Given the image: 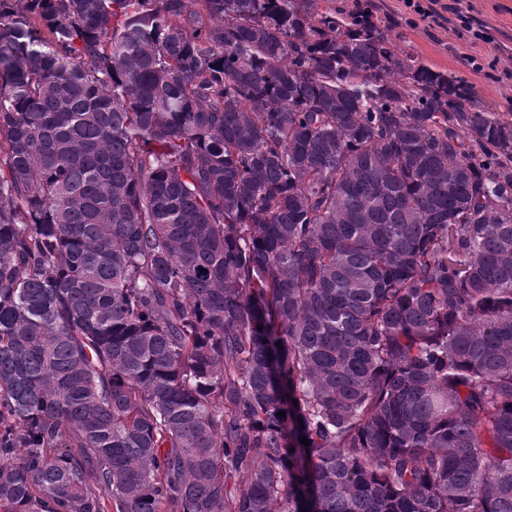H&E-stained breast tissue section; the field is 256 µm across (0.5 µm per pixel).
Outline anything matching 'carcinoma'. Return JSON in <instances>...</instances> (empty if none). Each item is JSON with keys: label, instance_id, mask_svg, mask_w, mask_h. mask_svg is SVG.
Segmentation results:
<instances>
[{"label": "carcinoma", "instance_id": "obj_1", "mask_svg": "<svg viewBox=\"0 0 512 512\" xmlns=\"http://www.w3.org/2000/svg\"><path fill=\"white\" fill-rule=\"evenodd\" d=\"M0 512H512V117L357 5L0 0Z\"/></svg>", "mask_w": 512, "mask_h": 512}]
</instances>
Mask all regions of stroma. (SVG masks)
Wrapping results in <instances>:
<instances>
[{
  "mask_svg": "<svg viewBox=\"0 0 512 512\" xmlns=\"http://www.w3.org/2000/svg\"><path fill=\"white\" fill-rule=\"evenodd\" d=\"M369 5L390 27L400 51L465 76L489 111L512 110V0H462L461 15H449L444 24L421 17L406 0H369ZM465 15L478 19L480 29H467Z\"/></svg>",
  "mask_w": 512,
  "mask_h": 512,
  "instance_id": "obj_1",
  "label": "stroma"
}]
</instances>
